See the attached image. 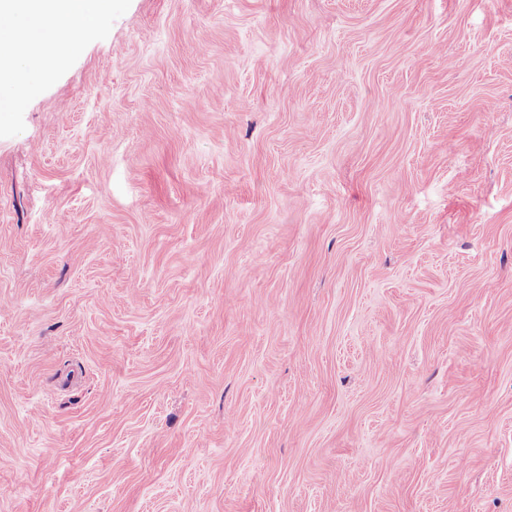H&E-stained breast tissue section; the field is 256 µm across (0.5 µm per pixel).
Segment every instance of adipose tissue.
I'll return each instance as SVG.
<instances>
[{
  "label": "adipose tissue",
  "instance_id": "adipose-tissue-1",
  "mask_svg": "<svg viewBox=\"0 0 512 512\" xmlns=\"http://www.w3.org/2000/svg\"><path fill=\"white\" fill-rule=\"evenodd\" d=\"M105 0H0V102L12 107L32 76H47L99 23Z\"/></svg>",
  "mask_w": 512,
  "mask_h": 512
}]
</instances>
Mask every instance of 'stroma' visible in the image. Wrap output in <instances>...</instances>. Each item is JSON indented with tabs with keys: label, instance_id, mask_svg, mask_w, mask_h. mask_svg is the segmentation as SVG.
I'll return each instance as SVG.
<instances>
[{
	"label": "stroma",
	"instance_id": "1",
	"mask_svg": "<svg viewBox=\"0 0 512 512\" xmlns=\"http://www.w3.org/2000/svg\"><path fill=\"white\" fill-rule=\"evenodd\" d=\"M0 512H512V0H111L0 112Z\"/></svg>",
	"mask_w": 512,
	"mask_h": 512
}]
</instances>
